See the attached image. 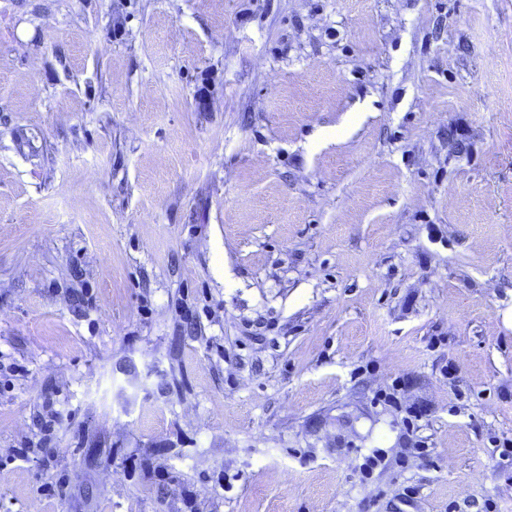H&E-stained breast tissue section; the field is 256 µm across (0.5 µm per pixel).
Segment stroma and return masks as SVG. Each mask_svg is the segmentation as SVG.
Returning <instances> with one entry per match:
<instances>
[{"label": "stroma", "instance_id": "obj_1", "mask_svg": "<svg viewBox=\"0 0 512 512\" xmlns=\"http://www.w3.org/2000/svg\"><path fill=\"white\" fill-rule=\"evenodd\" d=\"M510 308L512 0H0V512H512Z\"/></svg>", "mask_w": 512, "mask_h": 512}]
</instances>
